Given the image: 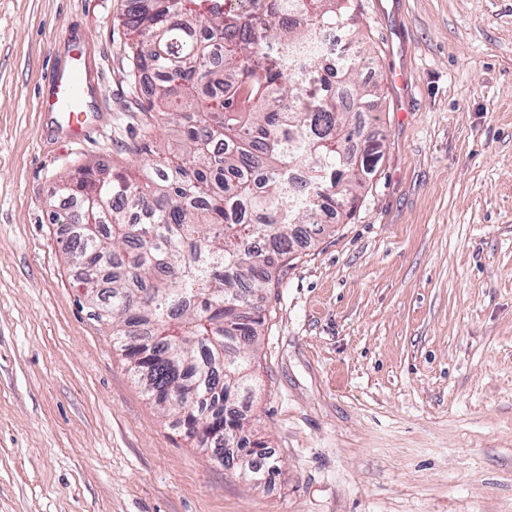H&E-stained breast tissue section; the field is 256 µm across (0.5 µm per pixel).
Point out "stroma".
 Listing matches in <instances>:
<instances>
[{
	"instance_id": "1",
	"label": "stroma",
	"mask_w": 512,
	"mask_h": 512,
	"mask_svg": "<svg viewBox=\"0 0 512 512\" xmlns=\"http://www.w3.org/2000/svg\"><path fill=\"white\" fill-rule=\"evenodd\" d=\"M129 7L0 0V512H512V0H355L381 158L274 268L244 404L261 484L143 394L50 220L61 174L145 136L171 154ZM78 52L87 138L42 105Z\"/></svg>"
}]
</instances>
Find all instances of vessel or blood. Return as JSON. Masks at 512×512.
I'll return each mask as SVG.
<instances>
[{"label":"vessel or blood","mask_w":512,"mask_h":512,"mask_svg":"<svg viewBox=\"0 0 512 512\" xmlns=\"http://www.w3.org/2000/svg\"><path fill=\"white\" fill-rule=\"evenodd\" d=\"M85 95L83 59L77 55L67 70L56 74L47 97L49 109L57 112L70 130L77 134L83 133L90 123L83 109Z\"/></svg>","instance_id":"obj_1"}]
</instances>
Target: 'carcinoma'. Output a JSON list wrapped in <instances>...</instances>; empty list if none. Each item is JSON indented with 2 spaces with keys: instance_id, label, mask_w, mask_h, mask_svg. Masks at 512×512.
Segmentation results:
<instances>
[{
  "instance_id": "1",
  "label": "carcinoma",
  "mask_w": 512,
  "mask_h": 512,
  "mask_svg": "<svg viewBox=\"0 0 512 512\" xmlns=\"http://www.w3.org/2000/svg\"><path fill=\"white\" fill-rule=\"evenodd\" d=\"M353 0H133L124 19L134 68L154 75L147 111L179 127L173 159L148 139L139 178L94 164L62 177L77 202L52 211L72 229L90 316L112 330L145 392L197 448H215L259 480L277 466L245 436L238 406L252 395L250 351L264 323L255 301L273 266L351 216L380 145L358 148L376 90L355 36ZM334 29L349 52L311 51ZM214 422L226 440L189 429ZM246 450L235 457L228 444Z\"/></svg>"
}]
</instances>
